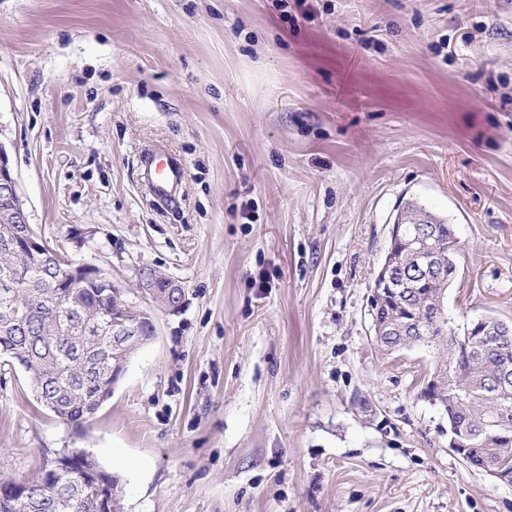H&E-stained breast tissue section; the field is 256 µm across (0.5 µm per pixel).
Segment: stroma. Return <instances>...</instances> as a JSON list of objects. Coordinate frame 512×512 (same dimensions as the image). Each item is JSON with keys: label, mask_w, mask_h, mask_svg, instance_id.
Returning <instances> with one entry per match:
<instances>
[{"label": "stroma", "mask_w": 512, "mask_h": 512, "mask_svg": "<svg viewBox=\"0 0 512 512\" xmlns=\"http://www.w3.org/2000/svg\"><path fill=\"white\" fill-rule=\"evenodd\" d=\"M0 147L43 241L156 328L80 424L0 365V475L80 448L124 512H512L370 307L411 200L453 226L454 326L512 321V0H0ZM143 182L146 191L161 201H172L186 177L184 165L160 149L142 160Z\"/></svg>", "instance_id": "stroma-1"}]
</instances>
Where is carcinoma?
Here are the masks:
<instances>
[{
  "mask_svg": "<svg viewBox=\"0 0 512 512\" xmlns=\"http://www.w3.org/2000/svg\"><path fill=\"white\" fill-rule=\"evenodd\" d=\"M398 213L401 218L434 221V239L428 252L430 268L424 273L415 268L421 225L406 224L405 231L390 240L397 264L416 277L417 295H407L399 303L388 300L377 310L392 326L381 348L391 353L415 346L443 350L438 361L446 364V371L433 394L424 397L448 414L460 447L470 449V466L502 465L512 470V444L495 442L489 426L503 407L512 411V340L475 336L470 347L461 344L471 327L458 332L443 309L448 285L457 274L454 230L412 201ZM9 232L8 227L0 229V280L10 277L17 287L12 302L0 297V357L9 366L25 368L38 383L34 393L42 407L57 410L62 421L79 424L111 397L130 359L128 352L113 355L112 326L84 334L81 325L86 318L124 314V299L94 286L57 287L60 271L52 266L37 271L26 264V257L12 250ZM13 304L27 312L21 327L8 314ZM57 305L74 309L70 328L56 322L51 308ZM56 465L55 458L43 461L28 482L30 494L25 498L12 495L13 481L0 478V512H106L100 497L85 488L89 474L102 467L85 453L78 464L62 472L54 470Z\"/></svg>",
  "mask_w": 512,
  "mask_h": 512,
  "instance_id": "1",
  "label": "carcinoma"
}]
</instances>
